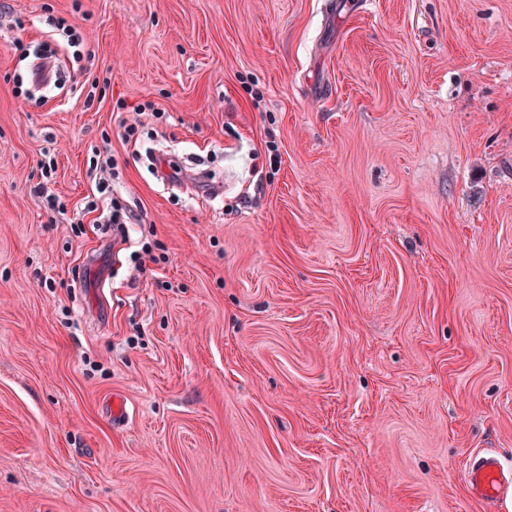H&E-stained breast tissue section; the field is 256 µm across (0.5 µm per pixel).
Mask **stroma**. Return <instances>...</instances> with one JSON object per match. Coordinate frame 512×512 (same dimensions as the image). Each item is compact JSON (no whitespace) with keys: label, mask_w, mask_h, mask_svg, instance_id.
<instances>
[{"label":"stroma","mask_w":512,"mask_h":512,"mask_svg":"<svg viewBox=\"0 0 512 512\" xmlns=\"http://www.w3.org/2000/svg\"><path fill=\"white\" fill-rule=\"evenodd\" d=\"M7 3L0 512H486L469 457L512 470V0ZM51 16L93 104L14 93ZM155 139L223 194L169 187ZM97 154L128 242L86 209ZM49 25L53 28V31L58 32L62 38L67 42V45L72 48L80 47L83 42V34L72 24L63 17L48 18Z\"/></svg>","instance_id":"35a3bbf8"}]
</instances>
